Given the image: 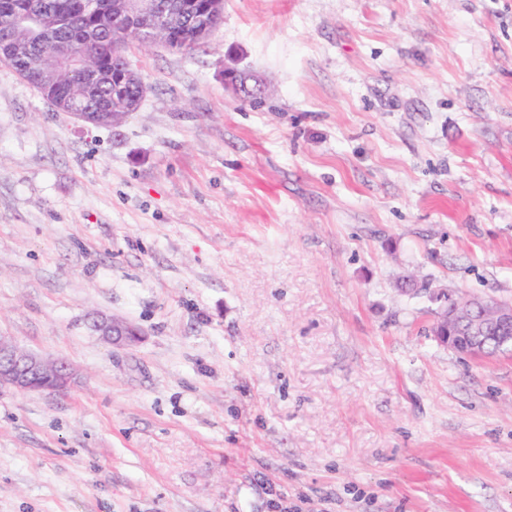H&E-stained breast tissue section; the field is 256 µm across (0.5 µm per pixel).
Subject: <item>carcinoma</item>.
Wrapping results in <instances>:
<instances>
[{
    "label": "carcinoma",
    "instance_id": "carcinoma-1",
    "mask_svg": "<svg viewBox=\"0 0 512 512\" xmlns=\"http://www.w3.org/2000/svg\"><path fill=\"white\" fill-rule=\"evenodd\" d=\"M16 7L0 8V32L15 34L22 50L17 55L2 56L0 61L31 85L50 105L66 97L71 112H96L112 105V83L84 86L80 70L68 64L58 66L55 77L44 81L38 61L51 49L49 40L35 37L21 13L25 0H15ZM55 15L53 39L67 43L74 54L85 56L106 72L119 62L129 64L126 57H112V37L120 27L112 19V0H35ZM149 39L172 50H192L203 43L193 28H153Z\"/></svg>",
    "mask_w": 512,
    "mask_h": 512
}]
</instances>
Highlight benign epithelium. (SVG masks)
<instances>
[{
    "label": "benign epithelium",
    "mask_w": 512,
    "mask_h": 512,
    "mask_svg": "<svg viewBox=\"0 0 512 512\" xmlns=\"http://www.w3.org/2000/svg\"><path fill=\"white\" fill-rule=\"evenodd\" d=\"M121 29L129 35L139 32L161 17L174 25H196L200 35L207 38L222 22L224 0H210L202 11L198 0H122ZM224 81L236 93L248 87L247 77L234 68L224 70ZM144 80L137 82L134 100L112 111L73 112L71 116L84 125H120L129 113L136 111L146 94ZM93 330L107 343L130 347L139 341L141 330L135 325L104 314L92 322ZM440 343L458 354L480 359L488 356V345L500 353L512 352V304L486 298L454 299L450 302L448 320L439 327ZM75 383V374L62 361H48L21 350L0 336V386L19 392L42 390L65 392Z\"/></svg>",
    "instance_id": "7a95c632"
}]
</instances>
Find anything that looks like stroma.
I'll return each mask as SVG.
<instances>
[{"label":"stroma","mask_w":512,"mask_h":512,"mask_svg":"<svg viewBox=\"0 0 512 512\" xmlns=\"http://www.w3.org/2000/svg\"><path fill=\"white\" fill-rule=\"evenodd\" d=\"M126 55L115 129L0 62V336L78 373L0 387V512H512V354L398 288L512 300V0H224ZM149 40L163 44L172 50H192L203 43L194 28H153ZM93 330L112 346L130 347L139 341L141 330L135 325L104 314H99L92 322Z\"/></svg>","instance_id":"obj_1"}]
</instances>
